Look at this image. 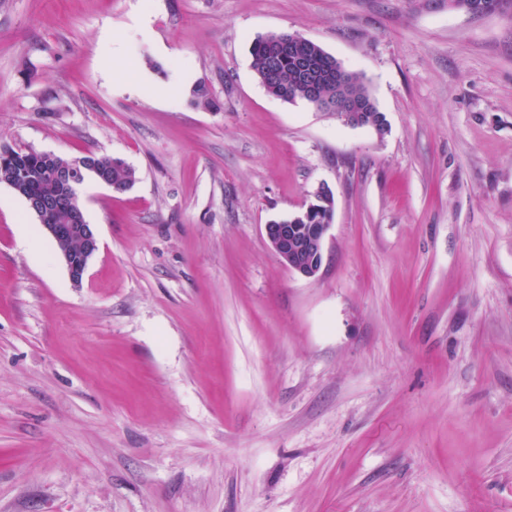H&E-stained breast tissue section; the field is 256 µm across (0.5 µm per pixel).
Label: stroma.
I'll use <instances>...</instances> for the list:
<instances>
[{
    "instance_id": "1",
    "label": "stroma",
    "mask_w": 512,
    "mask_h": 512,
    "mask_svg": "<svg viewBox=\"0 0 512 512\" xmlns=\"http://www.w3.org/2000/svg\"><path fill=\"white\" fill-rule=\"evenodd\" d=\"M282 31L385 132L269 94ZM0 146L136 172L79 285L0 184V512H512V11L0 0ZM322 184L306 279L264 226Z\"/></svg>"
}]
</instances>
